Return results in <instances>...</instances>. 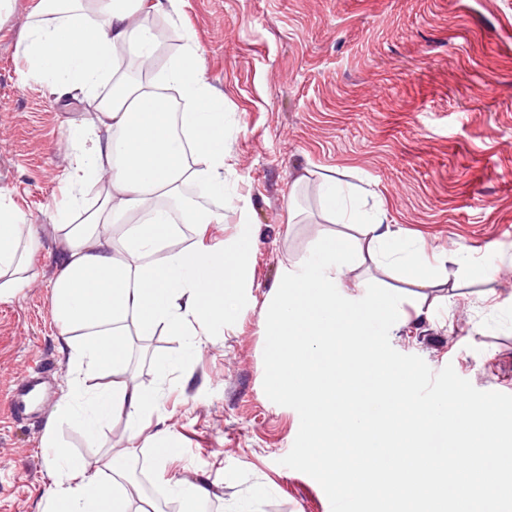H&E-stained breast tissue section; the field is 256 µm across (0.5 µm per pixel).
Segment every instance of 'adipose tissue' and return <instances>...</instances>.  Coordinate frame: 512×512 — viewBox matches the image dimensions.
Segmentation results:
<instances>
[{
  "mask_svg": "<svg viewBox=\"0 0 512 512\" xmlns=\"http://www.w3.org/2000/svg\"><path fill=\"white\" fill-rule=\"evenodd\" d=\"M182 2L37 0L20 45L28 75L44 79L53 95L97 101L71 179L94 182L98 205L83 209L81 194L71 195L69 209L84 216L59 225L62 252L49 283L59 350L68 361L63 395L42 436L59 472L49 512H147L139 505L132 449L115 450L93 467L58 442L53 424H79L95 444L103 422L123 419L130 437L139 436L154 397L126 380L91 393L87 377L124 371L131 337L160 331L192 347L211 335L230 293L225 272L239 266L237 251L179 245L184 225L203 235L224 221L223 210L185 192L198 183L212 196L224 194V97L205 80L198 48L186 42L150 83L117 64L127 47L151 63L157 39L145 14L175 18ZM104 83L110 91L101 98ZM168 88L179 92L182 111L171 110ZM34 236L27 215L0 202V300L35 277L23 247Z\"/></svg>",
  "mask_w": 512,
  "mask_h": 512,
  "instance_id": "adipose-tissue-1",
  "label": "adipose tissue"
}]
</instances>
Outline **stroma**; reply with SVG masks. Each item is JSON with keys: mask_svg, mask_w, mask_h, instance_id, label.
<instances>
[{"mask_svg": "<svg viewBox=\"0 0 512 512\" xmlns=\"http://www.w3.org/2000/svg\"><path fill=\"white\" fill-rule=\"evenodd\" d=\"M36 0L0 13V193L39 230L29 253L38 281L0 301V512H46L50 451L41 437L62 395L48 282L79 132L95 100L56 99L17 44ZM173 59L193 40L205 78L224 96V222L184 245L246 244L238 306L186 351L178 336L133 339L126 375L158 402L135 443L145 493L169 502L148 439L165 424L177 445L172 474L212 487L204 512H331L321 486L282 466L299 429L295 410L263 390L264 302L284 257L304 256L325 232H346L324 211L320 177L366 189L365 210L417 240L446 283L419 292L376 269L363 277L401 288L412 319L390 343L432 371L453 365L481 391L512 394V0H184L170 26ZM309 181L297 185L299 176ZM299 212L289 223V212ZM458 331L455 345L446 337ZM47 370L36 412L11 418L14 382ZM174 361L161 375L155 361ZM125 420L101 445L58 426L72 454L96 461L125 447Z\"/></svg>", "mask_w": 512, "mask_h": 512, "instance_id": "35a3bbf8", "label": "stroma"}]
</instances>
